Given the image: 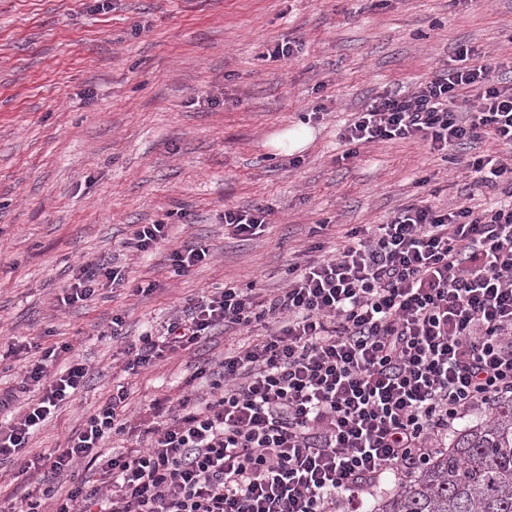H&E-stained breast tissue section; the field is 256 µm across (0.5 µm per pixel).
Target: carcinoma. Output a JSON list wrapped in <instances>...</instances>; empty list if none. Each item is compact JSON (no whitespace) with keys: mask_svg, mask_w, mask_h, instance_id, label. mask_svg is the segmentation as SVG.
<instances>
[{"mask_svg":"<svg viewBox=\"0 0 512 512\" xmlns=\"http://www.w3.org/2000/svg\"><path fill=\"white\" fill-rule=\"evenodd\" d=\"M374 512H512V401L496 419L459 432Z\"/></svg>","mask_w":512,"mask_h":512,"instance_id":"1","label":"carcinoma"}]
</instances>
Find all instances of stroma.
<instances>
[{
  "mask_svg": "<svg viewBox=\"0 0 512 512\" xmlns=\"http://www.w3.org/2000/svg\"><path fill=\"white\" fill-rule=\"evenodd\" d=\"M277 39L300 52L270 58ZM464 44L512 59V0H0V389L19 387L42 346L72 343L88 368L23 453L0 460V507L20 492L26 461L62 447L118 387L134 425L150 400L210 392L218 360L260 327H220L192 353L123 370L129 344L164 332L201 292H276L301 250L333 251L352 227L419 199L491 202L467 160L502 152L492 137L444 158L394 140L349 159L341 139L375 96L433 76ZM302 122L305 149L275 146ZM254 207L271 211L264 232L225 234L226 209ZM158 222L168 244L125 248L134 225ZM192 240L211 261L175 271L173 248ZM102 258L124 287L55 309L74 270ZM150 282L152 295H133Z\"/></svg>",
  "mask_w": 512,
  "mask_h": 512,
  "instance_id": "1",
  "label": "stroma"
}]
</instances>
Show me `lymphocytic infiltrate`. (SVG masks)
I'll return each mask as SVG.
<instances>
[{
	"mask_svg": "<svg viewBox=\"0 0 512 512\" xmlns=\"http://www.w3.org/2000/svg\"><path fill=\"white\" fill-rule=\"evenodd\" d=\"M492 71L488 52L459 48L456 65L357 113L342 133L349 155L397 139L444 155L485 133L512 146V78ZM467 168L498 193L489 207L409 204L349 230L335 254L290 265L277 293L216 288L165 333L139 336L131 375L216 327H266L224 358L210 397L153 399L148 445L114 456L102 442L123 429L128 393L118 389L64 447L27 461L34 480L10 512H363L387 475L410 477L447 448L459 420L494 415L512 400V154L477 155ZM123 284L107 261L89 262L58 304ZM87 375L69 343L31 361L24 382L39 398L0 392V457L27 448ZM81 463L89 478L63 487Z\"/></svg>",
	"mask_w": 512,
	"mask_h": 512,
	"instance_id": "obj_1",
	"label": "lymphocytic infiltrate"
}]
</instances>
